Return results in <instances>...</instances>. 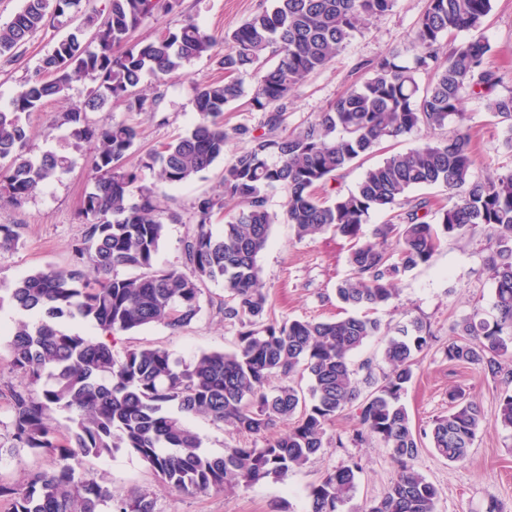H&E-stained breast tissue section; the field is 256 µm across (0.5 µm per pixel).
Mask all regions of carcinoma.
<instances>
[{"label":"carcinoma","mask_w":512,"mask_h":512,"mask_svg":"<svg viewBox=\"0 0 512 512\" xmlns=\"http://www.w3.org/2000/svg\"><path fill=\"white\" fill-rule=\"evenodd\" d=\"M178 2L107 0L97 10L91 0H24L0 25V57L9 60L48 20L84 14L83 26L59 40L36 74L0 105V199L22 205L72 166V153L96 145L80 208L85 231L70 266H44L0 288V306L7 301L36 318L17 322L7 340L9 370L26 384L9 388L12 444L0 445V458L24 468L25 453L53 461L50 471L28 470L22 484L0 471V505L4 512H157L150 493L116 495L107 474L84 466L86 458L121 450L187 495L281 480L322 452L327 426L359 400L356 438L378 440L399 468L369 512H435L438 490L413 467L422 441L401 403L433 346L430 327L415 318L396 328L383 351L390 372L379 382L370 374L357 378L349 355L381 334V321L369 311L395 298L396 280L428 263L449 238L483 225L496 243L487 258L495 314L463 318L445 355L495 379L512 378V172L473 180L469 131L435 137L448 119L462 116L467 92L512 122V93L497 94L498 77L484 67L488 43L474 37L446 49V38L482 27L491 0H428L410 57L397 51L362 64L369 77L289 132L283 124L293 90L324 70L394 0H271L220 38L186 17L174 30L133 40L147 18L172 12ZM201 57L215 60L225 78L196 86L195 125L129 163L138 128L110 115L92 121L88 113L111 101L129 112H150L158 98L139 92L145 76L176 77ZM248 70L259 75L251 105L264 113L263 132L224 164L221 194L195 200L183 266L157 268L167 224L154 192L143 185L145 171L177 186L223 159L230 139L224 110L244 95L235 75ZM423 74L430 76L424 88ZM87 80L93 87L84 102L57 116L69 150L31 154L24 118ZM412 132L424 133L425 142L367 168L352 190L318 193L385 141ZM422 186L445 188L448 203L408 196ZM270 188L286 194L284 219L298 239L334 229L350 240V274L338 283L336 298L355 313L322 321L271 318L258 265L278 221L268 205ZM221 211L224 231L216 235L212 219ZM372 211L391 213L374 229L379 245L361 240ZM121 268L138 273L125 276ZM207 282L224 286L221 312L237 327L234 351L203 352L189 363L161 347L113 353L110 339L117 333L189 326L202 310ZM64 319L90 322L102 337L68 330ZM297 374L307 377V389L293 384ZM448 400V413L433 422L429 447L455 462L466 457L488 418L461 389ZM190 416L230 425L262 445L210 454L186 426ZM284 421L291 422L288 431L273 432ZM493 423L512 431V393L501 395ZM360 471L350 460L327 472L309 490L312 512H339Z\"/></svg>","instance_id":"1"}]
</instances>
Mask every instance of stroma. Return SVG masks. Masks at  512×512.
Segmentation results:
<instances>
[{"instance_id": "1", "label": "stroma", "mask_w": 512, "mask_h": 512, "mask_svg": "<svg viewBox=\"0 0 512 512\" xmlns=\"http://www.w3.org/2000/svg\"><path fill=\"white\" fill-rule=\"evenodd\" d=\"M262 2L180 0L174 12L145 20L135 36L146 39L163 29L177 28L188 15L208 32L220 36L237 28ZM426 7L427 0H395L390 11L372 19L326 69L295 89L285 114L287 128L313 118L354 82L363 80L366 73L360 70V63L374 62L392 51L409 48L411 31ZM75 25L72 19L48 23L19 49L16 58H0V104L9 102L55 43ZM478 34L490 46L486 66L500 78L498 93L512 92V0H492L490 15ZM222 76L213 60L195 59L175 79L145 77V93L159 99L156 111L132 114L123 104L116 103L110 112L116 120L137 124L143 132L141 144L148 148L190 130L197 118L193 105L195 86ZM87 90V84H76L66 98L50 101L26 118L33 154L66 146L67 132L56 127V116L81 104ZM462 111V118L449 121L444 132L450 135L457 128L468 129L475 175L483 178L511 169L512 153L503 143L512 131L474 95H465ZM93 154V145H84L81 152L75 153L69 171L43 186L21 206L0 201V224L16 225L19 233L11 248L0 250V284H13L48 264H69L72 247L84 234L79 211L92 177ZM223 170V162H216L199 178L179 188L146 177V185L154 188L161 206L171 208L180 217L179 222L167 226L166 237L155 256L157 266L181 265L183 241L193 222V203L202 194L219 193ZM494 247V238L482 226L449 238L427 264L396 282L394 301L376 313L388 328L420 319L436 337L402 397L417 429L430 430L437 417L447 414L448 394L456 388L463 389L487 416H494L498 410L504 389L501 381L477 367L448 362L444 355L455 325L464 316L475 310L487 318L493 314L494 287L486 259ZM349 248V240L333 230L300 241L290 224H273L258 264L274 317L328 320L348 314V307L336 298V286L349 273ZM223 303V285L207 283L201 314L191 325L176 332L156 324L121 333L115 335L112 349L120 355L136 347H162L188 361L204 351L233 350L236 329L225 322L220 311ZM358 413V407L352 406L337 416L327 428L329 442L321 454L282 481L266 479L246 488L191 496L167 489L136 455L125 451L89 460L87 466L108 472L116 493L134 488L151 492L158 512H309V487L326 472L353 458L360 462L362 470L356 490L341 512H364L396 480L398 467L389 450L378 442L353 441ZM186 423L201 437L205 451L214 455L250 441L249 436L237 433L231 426L216 425L203 417L187 418ZM338 437L343 440L339 446L334 443ZM414 466L437 487V512H486L492 500L501 512H512V432L487 425L478 432L464 460L448 462L425 447Z\"/></svg>"}]
</instances>
